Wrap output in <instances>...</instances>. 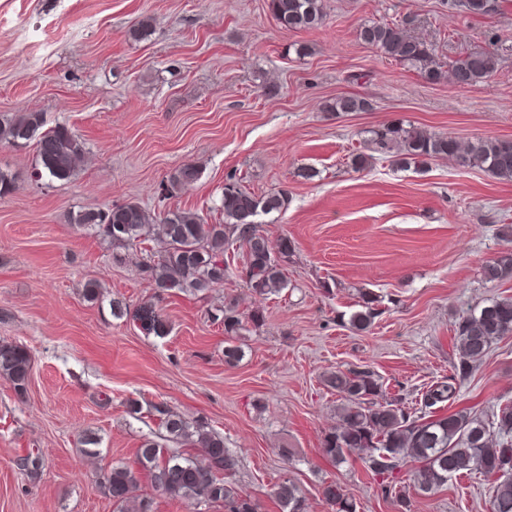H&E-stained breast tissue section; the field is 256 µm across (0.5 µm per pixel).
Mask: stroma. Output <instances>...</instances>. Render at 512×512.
Listing matches in <instances>:
<instances>
[{
	"label": "stroma",
	"mask_w": 512,
	"mask_h": 512,
	"mask_svg": "<svg viewBox=\"0 0 512 512\" xmlns=\"http://www.w3.org/2000/svg\"><path fill=\"white\" fill-rule=\"evenodd\" d=\"M325 21L280 28L267 0H0V119L39 112L84 143L69 182L35 180L36 143H0V170L15 180L0 199V340L23 345L32 371L25 395L0 378V512H113L98 484L112 464H134L159 429L147 412L164 402L207 422L239 458L238 491L261 512H282L276 483H297L308 512L336 482L357 512H398L357 458L321 452L342 401L324 375L377 373L387 397L450 375L455 325L487 301L512 297V277L485 265L512 253V179L434 159L402 168L380 158L362 170L368 130L394 122L468 142L512 140V0L476 16L452 0H324ZM144 36L132 33L139 20ZM405 27L441 65L473 52L497 57L493 74L457 89L363 44V25ZM305 43L309 55L293 46ZM364 98V112L335 113L336 97ZM197 181L171 188L183 164ZM312 170L305 178L304 170ZM258 196L282 192L286 208L260 214L269 238L294 243L288 287L262 296L241 256L223 287L161 291L139 271L142 253L115 261L112 244L76 229L72 215L128 202L224 221V183ZM105 299L85 301L87 280ZM377 317L351 329L362 295ZM154 301L171 332L145 335L111 313ZM234 304L262 326L228 337L210 311ZM241 347L234 366L228 344ZM140 411H131L130 401ZM512 403V335L462 383L444 413L490 417ZM96 437L101 454L82 452ZM41 460L37 475L24 468ZM490 477L460 474L435 493L410 494L409 512H490Z\"/></svg>",
	"instance_id": "obj_1"
}]
</instances>
